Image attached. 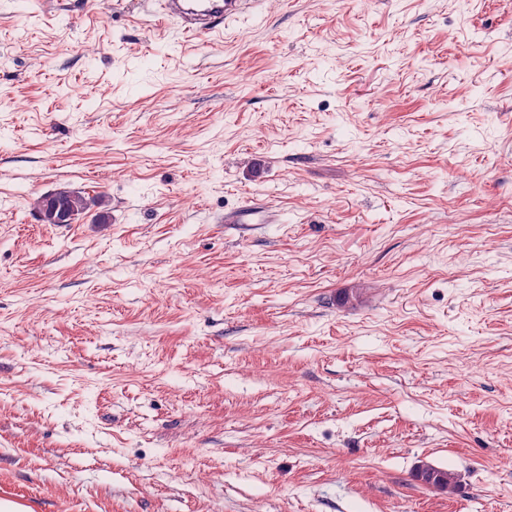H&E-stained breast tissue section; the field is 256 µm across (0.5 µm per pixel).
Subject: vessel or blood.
I'll return each mask as SVG.
<instances>
[{
	"instance_id": "1",
	"label": "vessel or blood",
	"mask_w": 512,
	"mask_h": 512,
	"mask_svg": "<svg viewBox=\"0 0 512 512\" xmlns=\"http://www.w3.org/2000/svg\"><path fill=\"white\" fill-rule=\"evenodd\" d=\"M258 5V0H161L159 21L200 40L211 36L226 21L254 13ZM224 221L228 224H274L278 213L264 203L247 200L225 213Z\"/></svg>"
}]
</instances>
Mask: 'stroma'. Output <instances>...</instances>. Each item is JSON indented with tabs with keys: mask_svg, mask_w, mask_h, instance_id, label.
<instances>
[{
	"mask_svg": "<svg viewBox=\"0 0 512 512\" xmlns=\"http://www.w3.org/2000/svg\"><path fill=\"white\" fill-rule=\"evenodd\" d=\"M91 2L0 0V502L512 512V0ZM161 24H173L186 36L200 40L211 36L221 24L254 13L258 0H161ZM277 210L270 206L247 200L235 210L225 212L224 223L227 224H276L279 220Z\"/></svg>",
	"mask_w": 512,
	"mask_h": 512,
	"instance_id": "stroma-1",
	"label": "stroma"
}]
</instances>
